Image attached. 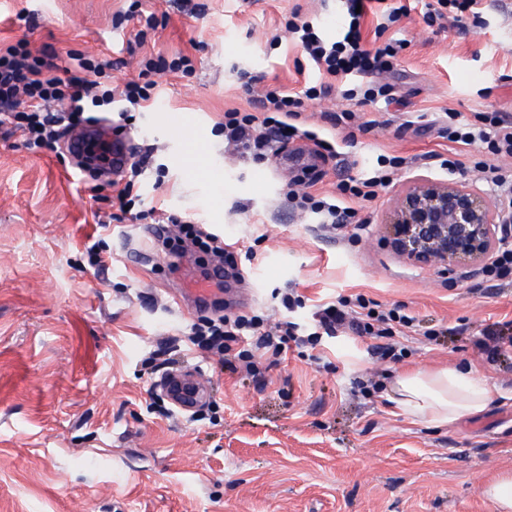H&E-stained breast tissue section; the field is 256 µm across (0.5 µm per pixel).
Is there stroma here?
<instances>
[{
    "label": "stroma",
    "mask_w": 512,
    "mask_h": 512,
    "mask_svg": "<svg viewBox=\"0 0 512 512\" xmlns=\"http://www.w3.org/2000/svg\"><path fill=\"white\" fill-rule=\"evenodd\" d=\"M191 16L173 0H148L167 15L155 48L193 61L188 77H163L126 133L158 145L164 176L147 171L136 210L187 216L238 244L246 308L305 323L327 298L362 293L401 304L416 318L402 357L379 361L373 339L337 335L294 348L265 380L242 378L218 357L188 351L184 334L201 313L172 300L208 266L191 254L161 255L139 221L110 222L112 191L83 175L68 152L32 151L0 136V512H495L484 483L512 471V360L478 346L482 330L512 321V287L484 272L420 268L386 244L399 190L425 175L480 185L437 156L470 161L471 148L440 138L448 110L512 116V9L486 0L480 27L433 34L418 13L397 25L407 46L392 103L357 107L336 126L337 156L297 139L271 163L224 150V112L252 110L277 82L298 92L319 81L301 48L272 45L292 11L330 40L343 18L336 0H202ZM125 0H0V42L122 56L135 28L116 30ZM191 120L190 134L177 118ZM381 154L412 158L372 201L352 200L364 230L326 232L294 213L291 182L334 193ZM108 266L95 270L87 246ZM253 246L256 257L243 249ZM293 290L304 307L286 312ZM473 363L492 388L485 411L436 427L398 413L384 388L409 367ZM199 375L198 420L163 415L166 379ZM380 391L357 394L359 382Z\"/></svg>",
    "instance_id": "stroma-1"
}]
</instances>
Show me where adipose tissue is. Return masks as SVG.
<instances>
[{"instance_id":"1","label":"adipose tissue","mask_w":512,"mask_h":512,"mask_svg":"<svg viewBox=\"0 0 512 512\" xmlns=\"http://www.w3.org/2000/svg\"><path fill=\"white\" fill-rule=\"evenodd\" d=\"M395 410L416 422L449 425L483 412L490 387L474 365L411 368L395 376L386 390Z\"/></svg>"}]
</instances>
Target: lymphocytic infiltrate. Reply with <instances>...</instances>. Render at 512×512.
<instances>
[{
    "label": "lymphocytic infiltrate",
    "mask_w": 512,
    "mask_h": 512,
    "mask_svg": "<svg viewBox=\"0 0 512 512\" xmlns=\"http://www.w3.org/2000/svg\"><path fill=\"white\" fill-rule=\"evenodd\" d=\"M345 20L337 40H326L313 22L291 13L284 23L290 40L299 45L318 68L319 84L291 92L280 85L266 86L254 110L229 109L224 113V140L241 157L265 162L283 149L289 139L303 137L327 152L334 145L312 129L299 127L297 120L306 101L330 94L334 83H341V96L350 103L368 104L390 99L393 87L386 77L397 64L404 47L403 40L384 39L383 34L413 7H420L428 26L445 31L448 22H462L465 17H479L482 0H415L380 12L372 8L373 0H336ZM375 16L376 34L383 40L374 48H366L363 29L368 16ZM54 49L32 51L27 42L0 45V134L22 132L30 149L53 148L76 126L93 125V112L126 115L147 109L153 100L155 79L166 74H189L193 71L189 56L173 58L146 55L139 78L121 84L106 83L105 77L116 67L107 55L72 52L65 71H58ZM448 123L440 133L449 142L465 146L480 145L484 159L475 161V169L499 197L512 200V119L498 112H480L474 118L448 111ZM154 161L151 148H137L131 161L113 180V220L123 221L128 208L134 207L133 188L139 177ZM410 158L379 155L377 166L358 177L348 178L337 186L336 195H321L308 188H292L287 192L291 207L317 215L330 230L363 228L364 221L350 199L369 201L389 187L399 170L410 165ZM169 227L163 247L178 245L223 260L222 235L208 231L203 225L169 214L163 219ZM315 330L300 335L299 324L284 320L269 323L258 314L222 315L191 325L189 341L199 349L223 356L234 363V371L256 377L281 365L290 343L318 345L323 336L346 329L359 337L375 339L374 350L384 358L395 357V337L412 332L413 315L404 306L381 310L378 303L365 295L341 296L324 303L313 314Z\"/></svg>",
    "instance_id": "f902f5d3"
}]
</instances>
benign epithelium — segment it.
Here are the masks:
<instances>
[{"label": "benign epithelium", "mask_w": 512, "mask_h": 512, "mask_svg": "<svg viewBox=\"0 0 512 512\" xmlns=\"http://www.w3.org/2000/svg\"><path fill=\"white\" fill-rule=\"evenodd\" d=\"M509 241L512 211L453 180L413 179L388 221L390 249L423 267H478Z\"/></svg>", "instance_id": "obj_1"}]
</instances>
